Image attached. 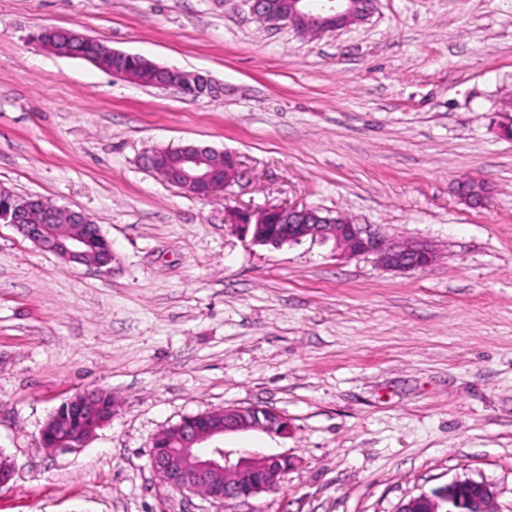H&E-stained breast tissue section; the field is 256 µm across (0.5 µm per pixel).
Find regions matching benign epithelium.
Segmentation results:
<instances>
[{"instance_id":"obj_1","label":"benign epithelium","mask_w":512,"mask_h":512,"mask_svg":"<svg viewBox=\"0 0 512 512\" xmlns=\"http://www.w3.org/2000/svg\"><path fill=\"white\" fill-rule=\"evenodd\" d=\"M283 10L272 0H252V10L270 26H288L298 33L334 32L363 20L373 0H288ZM217 86L203 74H188L154 65L150 86L174 88L196 98L202 86ZM151 169L166 182L193 195L208 197L234 181L235 162L216 163L212 149L193 143L181 146L179 167L168 154L154 151ZM25 238L69 264L91 265L97 247L110 248L98 224L87 214L39 199H24L5 215ZM237 228L262 245L281 247L305 239L333 242L344 258L373 255L381 267L394 272L423 269L436 259V251L423 241L387 239L362 224L338 221L315 207L271 206L246 214ZM97 391H82L61 404L41 433L48 448L77 451L96 429L112 420V412L100 411ZM288 417L263 406H226L181 420L177 430L160 433L153 441L150 465L161 482L182 494L201 493L216 501L248 499L276 489L292 461L281 455L249 454L230 460L224 436L249 431L286 435ZM494 491L488 483L456 480L432 495L420 494L402 504L399 512H492Z\"/></svg>"}]
</instances>
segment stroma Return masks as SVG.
I'll use <instances>...</instances> for the list:
<instances>
[{
    "label": "stroma",
    "instance_id": "stroma-1",
    "mask_svg": "<svg viewBox=\"0 0 512 512\" xmlns=\"http://www.w3.org/2000/svg\"><path fill=\"white\" fill-rule=\"evenodd\" d=\"M251 0H0V186L82 211L112 244L69 265L0 224V512H397L456 479L512 512V0H377L322 35ZM74 29L209 75L194 100L40 50ZM185 143L231 154L209 197L146 165ZM489 190L474 207L459 182ZM308 205L436 260L404 274L333 243H252L240 213ZM115 415L86 448L40 443L76 392ZM228 405L287 416L230 456L296 458L278 489L217 502L153 473L154 437Z\"/></svg>",
    "mask_w": 512,
    "mask_h": 512
}]
</instances>
